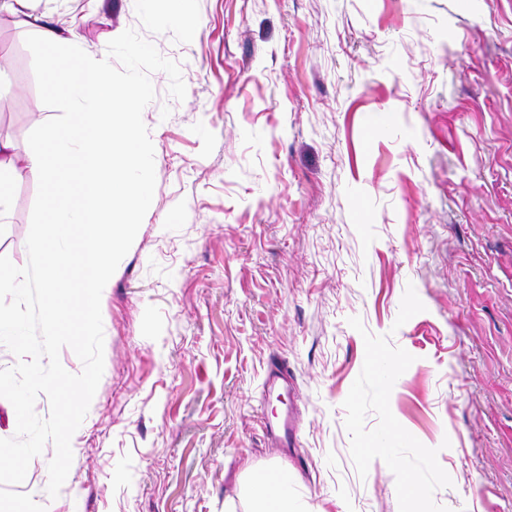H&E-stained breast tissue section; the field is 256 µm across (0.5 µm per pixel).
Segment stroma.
Listing matches in <instances>:
<instances>
[{
	"label": "stroma",
	"mask_w": 512,
	"mask_h": 512,
	"mask_svg": "<svg viewBox=\"0 0 512 512\" xmlns=\"http://www.w3.org/2000/svg\"><path fill=\"white\" fill-rule=\"evenodd\" d=\"M161 6L0 12L17 162L55 115L38 22L86 52L136 30L187 88L151 75L153 200L101 300L104 372L50 512H251L269 468L305 512H512V0ZM37 187L17 180L0 235L18 266ZM275 364L294 447L263 431Z\"/></svg>",
	"instance_id": "1"
}]
</instances>
